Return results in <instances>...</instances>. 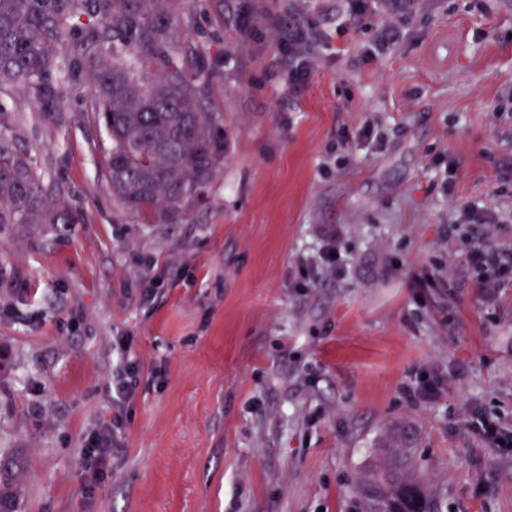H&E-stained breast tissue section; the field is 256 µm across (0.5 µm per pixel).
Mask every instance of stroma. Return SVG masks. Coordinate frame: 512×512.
I'll return each instance as SVG.
<instances>
[{
	"mask_svg": "<svg viewBox=\"0 0 512 512\" xmlns=\"http://www.w3.org/2000/svg\"><path fill=\"white\" fill-rule=\"evenodd\" d=\"M294 23L317 52L296 92L274 32ZM379 27L348 0H196L224 166L177 224L113 204L86 85L46 115L0 95L80 213L0 234V455L27 457L25 512H353L400 425L442 512H512V452L471 428H512V288L486 298L468 262L512 251V0ZM331 238L342 266L303 278ZM116 336L142 373L95 476Z\"/></svg>",
	"mask_w": 512,
	"mask_h": 512,
	"instance_id": "1",
	"label": "stroma"
}]
</instances>
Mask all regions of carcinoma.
Returning <instances> with one entry per match:
<instances>
[{"mask_svg": "<svg viewBox=\"0 0 512 512\" xmlns=\"http://www.w3.org/2000/svg\"><path fill=\"white\" fill-rule=\"evenodd\" d=\"M192 0H0V91L20 88L56 112L61 75L90 85L112 198L140 224H176L205 199L224 163V126L208 111L214 79L183 36ZM0 123V230L77 224L62 187L45 181L21 130ZM383 463L359 479L357 512H438L418 464L416 438L400 430ZM21 454L0 457V512H22Z\"/></svg>", "mask_w": 512, "mask_h": 512, "instance_id": "carcinoma-1", "label": "carcinoma"}]
</instances>
